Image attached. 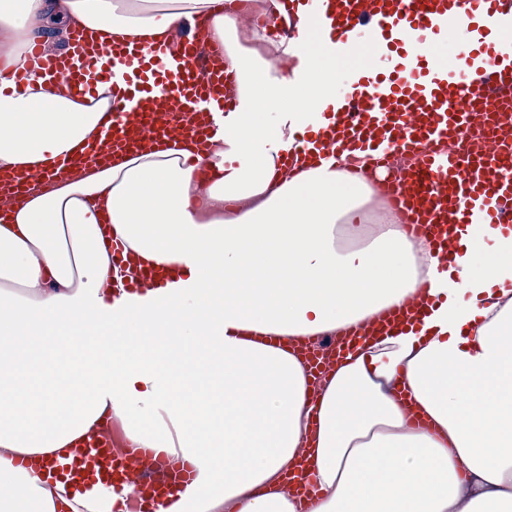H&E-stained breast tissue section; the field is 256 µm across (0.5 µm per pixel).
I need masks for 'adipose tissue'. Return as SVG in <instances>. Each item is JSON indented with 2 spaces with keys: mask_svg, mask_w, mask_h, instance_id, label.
Instances as JSON below:
<instances>
[{
  "mask_svg": "<svg viewBox=\"0 0 512 512\" xmlns=\"http://www.w3.org/2000/svg\"><path fill=\"white\" fill-rule=\"evenodd\" d=\"M202 15L236 101L209 155L183 138L80 168L0 224V512H130L110 473L57 470L110 421L192 472L143 512H512V228L469 225L442 271L376 204L366 154L280 166L347 87L316 19L271 43L224 0H0V171L78 155L112 104L109 83L79 96L35 72L16 93L33 44L59 52L80 25L161 45ZM114 240L162 284L126 288ZM425 288L437 302L318 390L266 342L339 334ZM303 450L302 502L283 478Z\"/></svg>",
  "mask_w": 512,
  "mask_h": 512,
  "instance_id": "obj_1",
  "label": "adipose tissue"
}]
</instances>
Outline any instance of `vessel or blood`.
I'll return each mask as SVG.
<instances>
[{
    "label": "vessel or blood",
    "mask_w": 512,
    "mask_h": 512,
    "mask_svg": "<svg viewBox=\"0 0 512 512\" xmlns=\"http://www.w3.org/2000/svg\"><path fill=\"white\" fill-rule=\"evenodd\" d=\"M281 13L267 29L278 35L299 8L322 18L317 39L326 54L350 57L362 37L378 47L375 62L352 70L349 90L339 107L336 127L307 130L303 150L329 158L338 150L371 151L381 170L377 181L412 236H432L443 265H450L448 233L464 235L467 225L512 224V0H280ZM467 22V50L455 64L439 50ZM204 20L183 30L176 51L153 46L96 44L84 30L72 31L67 49L47 56L32 49L35 69L84 87L88 72L106 60L122 79L112 85V106L99 139L86 148L82 162L175 137L197 140L206 151L216 130L213 110L227 111L224 62L202 37ZM465 141L452 153L449 140ZM49 161L34 170L0 178V215L26 188L65 171ZM413 302L385 320H367L360 335L372 336L418 316ZM110 436L93 439L79 459L96 456L122 482L144 485L159 472L153 498L163 501L173 483L191 479L189 470L169 472L164 464L117 468Z\"/></svg>",
    "instance_id": "b4317fda"
}]
</instances>
